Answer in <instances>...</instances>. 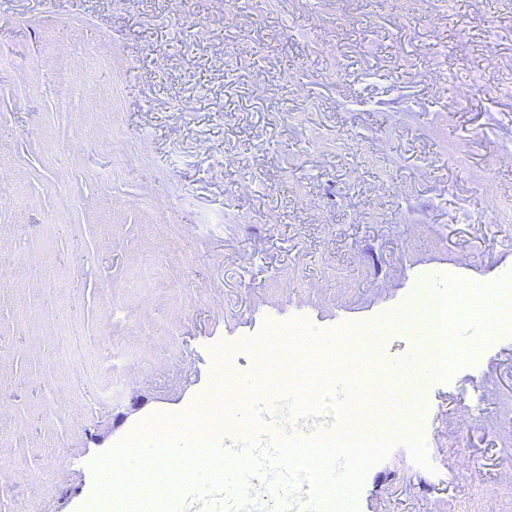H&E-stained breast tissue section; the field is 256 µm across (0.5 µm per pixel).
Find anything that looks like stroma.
<instances>
[{
	"mask_svg": "<svg viewBox=\"0 0 512 512\" xmlns=\"http://www.w3.org/2000/svg\"><path fill=\"white\" fill-rule=\"evenodd\" d=\"M1 170L0 512H87L93 461L197 409L221 353L243 380L249 342L382 323L357 512H512V328L480 325L512 281V0H0ZM425 277L476 289L439 382L391 323Z\"/></svg>",
	"mask_w": 512,
	"mask_h": 512,
	"instance_id": "1",
	"label": "stroma"
}]
</instances>
